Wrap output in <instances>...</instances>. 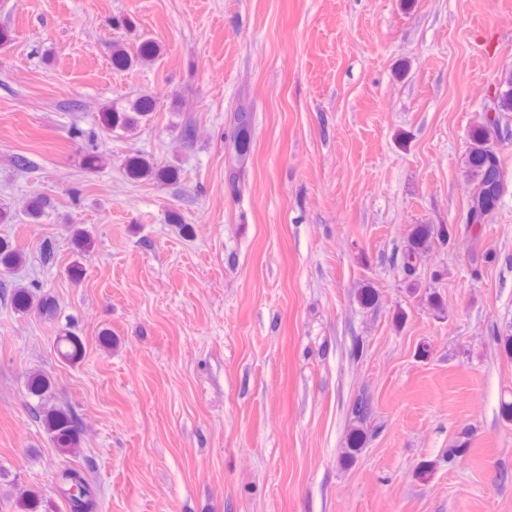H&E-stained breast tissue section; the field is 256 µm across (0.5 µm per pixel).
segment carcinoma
Returning a JSON list of instances; mask_svg holds the SVG:
<instances>
[{
  "instance_id": "cac0c4a2",
  "label": "carcinoma",
  "mask_w": 512,
  "mask_h": 512,
  "mask_svg": "<svg viewBox=\"0 0 512 512\" xmlns=\"http://www.w3.org/2000/svg\"><path fill=\"white\" fill-rule=\"evenodd\" d=\"M495 112H512V78L506 79L496 96ZM499 120L484 117L483 121L474 126L470 134V142L466 156V177L472 183L468 200L467 224L480 227L487 223L488 218L496 212L501 202L504 183L500 153L493 149L494 137ZM251 115L247 108H240L236 118V128L231 142V150L239 167H244L252 154ZM130 172L137 176L153 177L157 180L172 178V172L156 169L143 160H134L129 165ZM449 235L448 228L435 227L432 224H418L409 233L402 255L403 271L412 276L420 255L431 245L436 237L443 240ZM25 262V254L13 247L4 239H0V278ZM12 308L20 313L36 310L48 313L57 308L53 297L38 295L28 287H14L10 293ZM55 350L64 362L74 364L83 356L84 346L79 336L65 333L55 338ZM28 393L37 398L38 407L35 418L41 423L52 444L64 455H75L80 450L81 428L74 413L53 403V382L42 370L37 369L29 374L27 381ZM369 414L368 402L360 398L351 410L352 419L357 423L347 443L345 457L351 459L364 440V431L360 427ZM59 489L64 496L68 512H98L100 507L97 488L89 481L85 473L75 468H65L58 476ZM43 498L34 489L23 490L16 505L22 512H40Z\"/></svg>"
}]
</instances>
